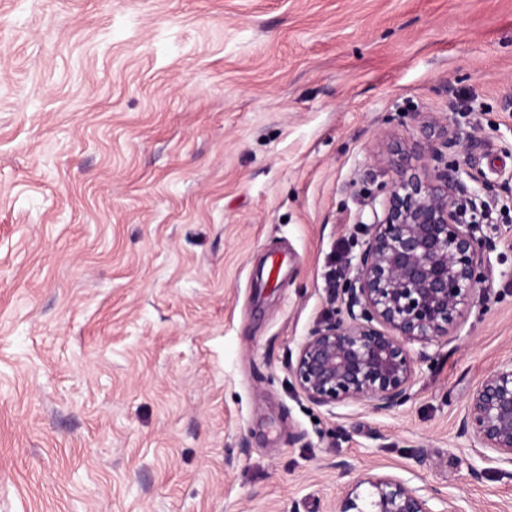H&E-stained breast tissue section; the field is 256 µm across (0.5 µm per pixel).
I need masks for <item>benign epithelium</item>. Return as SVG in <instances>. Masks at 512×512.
Segmentation results:
<instances>
[{
  "instance_id": "obj_1",
  "label": "benign epithelium",
  "mask_w": 512,
  "mask_h": 512,
  "mask_svg": "<svg viewBox=\"0 0 512 512\" xmlns=\"http://www.w3.org/2000/svg\"><path fill=\"white\" fill-rule=\"evenodd\" d=\"M420 148H396L397 178L373 212L368 240L337 313L319 322L291 365L295 387L318 407L361 402L387 412L411 397L417 361L412 342L450 335L461 307L485 279L448 123L423 125ZM464 432L512 465V357L489 371L466 404ZM369 485L361 495V485ZM441 509H436V505ZM336 512H460L436 489L393 475L355 482Z\"/></svg>"
}]
</instances>
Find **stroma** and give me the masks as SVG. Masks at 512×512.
I'll use <instances>...</instances> for the list:
<instances>
[{
    "mask_svg": "<svg viewBox=\"0 0 512 512\" xmlns=\"http://www.w3.org/2000/svg\"><path fill=\"white\" fill-rule=\"evenodd\" d=\"M432 117L486 286L404 405L315 406L290 365ZM510 357L512 0H0V512H334L376 474L512 512L462 427Z\"/></svg>",
    "mask_w": 512,
    "mask_h": 512,
    "instance_id": "stroma-1",
    "label": "stroma"
}]
</instances>
